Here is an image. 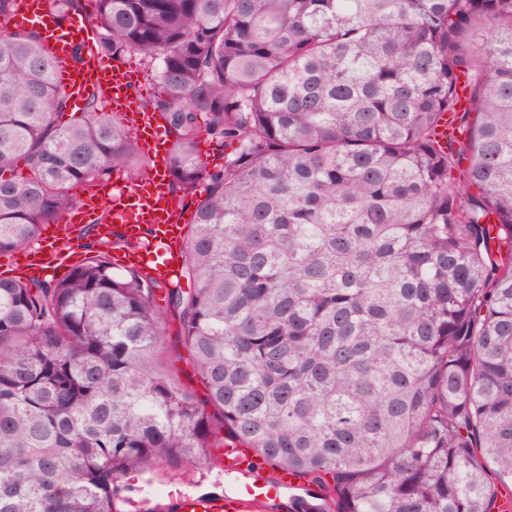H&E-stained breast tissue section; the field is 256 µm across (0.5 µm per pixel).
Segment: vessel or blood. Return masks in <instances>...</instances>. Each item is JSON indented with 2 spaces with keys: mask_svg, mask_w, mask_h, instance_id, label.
Wrapping results in <instances>:
<instances>
[{
  "mask_svg": "<svg viewBox=\"0 0 512 512\" xmlns=\"http://www.w3.org/2000/svg\"><path fill=\"white\" fill-rule=\"evenodd\" d=\"M13 23L41 28L56 60L58 82L75 102H82L91 88L103 89L110 111L131 114L142 150L156 158L167 157L168 145L156 115L131 109L135 83L129 68L109 64L96 55L88 56L83 65L72 64L73 42L90 39L93 35L89 16L74 17L62 28L56 23L53 0H17ZM167 179V170L155 168L146 179L114 186L112 194L116 214L122 219L121 234L129 244L128 259L143 261L149 247L147 235L165 241L167 255L154 262L151 269L152 274L162 280L176 277L180 269L184 259L182 242L189 220L187 211L169 192ZM101 208L99 197L87 196L78 216H66L58 223L59 234L67 235L75 223L93 222ZM27 257L28 274L35 277L49 265L58 269L70 267L72 251L58 246L47 253L33 249ZM223 457L224 494L187 492L171 501L170 512H261L266 500L286 493L297 482L293 473L270 468L253 449L238 447L235 441L225 444Z\"/></svg>",
  "mask_w": 512,
  "mask_h": 512,
  "instance_id": "vessel-or-blood-1",
  "label": "vessel or blood"
}]
</instances>
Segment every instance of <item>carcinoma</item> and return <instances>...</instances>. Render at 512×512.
<instances>
[{
  "mask_svg": "<svg viewBox=\"0 0 512 512\" xmlns=\"http://www.w3.org/2000/svg\"><path fill=\"white\" fill-rule=\"evenodd\" d=\"M91 21L74 65L135 55L157 86L185 260L118 269L119 236L35 290L0 277V512H119L126 480L218 467L229 439L324 488L294 512H490L512 483V0H95ZM55 71L39 29H0V258L73 187L150 174L101 90L61 121ZM445 113L465 138L442 149ZM168 333L166 334V342L169 344L168 350L171 348V353L173 355H176L177 353H180L184 359L180 361H175L174 365L176 369H178V375L180 376L181 380L184 383H190L194 389L197 390V396L201 399H205V390L202 387V385L197 381L196 378H192L191 380L187 381V378L189 377L191 370L190 366L186 362V359L188 358V354L184 348L181 347V345L177 342V335L176 331L174 330H167Z\"/></svg>",
  "mask_w": 512,
  "mask_h": 512,
  "instance_id": "1",
  "label": "carcinoma"
}]
</instances>
